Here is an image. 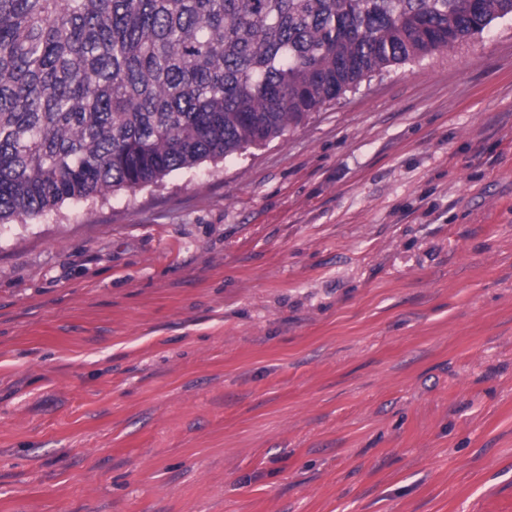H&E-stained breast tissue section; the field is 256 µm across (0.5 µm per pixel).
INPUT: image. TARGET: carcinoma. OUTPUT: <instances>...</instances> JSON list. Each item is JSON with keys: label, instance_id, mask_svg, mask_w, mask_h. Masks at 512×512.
Masks as SVG:
<instances>
[{"label": "carcinoma", "instance_id": "carcinoma-1", "mask_svg": "<svg viewBox=\"0 0 512 512\" xmlns=\"http://www.w3.org/2000/svg\"><path fill=\"white\" fill-rule=\"evenodd\" d=\"M512 0H0V224L279 137Z\"/></svg>", "mask_w": 512, "mask_h": 512}]
</instances>
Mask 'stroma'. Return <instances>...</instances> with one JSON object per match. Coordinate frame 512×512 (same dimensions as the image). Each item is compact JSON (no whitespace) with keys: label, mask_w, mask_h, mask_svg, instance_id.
<instances>
[{"label":"stroma","mask_w":512,"mask_h":512,"mask_svg":"<svg viewBox=\"0 0 512 512\" xmlns=\"http://www.w3.org/2000/svg\"><path fill=\"white\" fill-rule=\"evenodd\" d=\"M0 512H512V17L0 224Z\"/></svg>","instance_id":"stroma-1"}]
</instances>
